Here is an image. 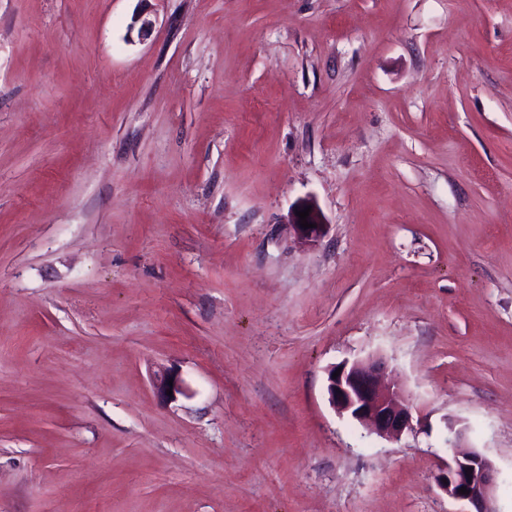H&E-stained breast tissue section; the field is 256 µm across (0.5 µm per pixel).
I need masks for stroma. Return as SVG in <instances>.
Returning a JSON list of instances; mask_svg holds the SVG:
<instances>
[{"mask_svg":"<svg viewBox=\"0 0 512 512\" xmlns=\"http://www.w3.org/2000/svg\"><path fill=\"white\" fill-rule=\"evenodd\" d=\"M139 8L0 0V512H512V0ZM308 206H311V212H309L307 222L316 224L315 228H302L299 223L300 218L296 215V211H302ZM289 224L294 227L295 232L304 241L312 245L318 243L323 237H325L328 231V224L326 223L325 216L311 199L301 200L292 207ZM384 368L380 357L335 365L327 372V393L335 410L350 414L381 437L398 439L413 429V414L398 389L380 386ZM337 370L340 373L333 378ZM458 439L459 436L451 443L448 461L437 475L439 488L448 497L468 506L469 510L461 512H496L492 501L495 480L492 462L478 451L459 450ZM467 469H472V473L467 474ZM461 487H466L468 494H460Z\"/></svg>","mask_w":512,"mask_h":512,"instance_id":"35a3bbf8","label":"stroma"}]
</instances>
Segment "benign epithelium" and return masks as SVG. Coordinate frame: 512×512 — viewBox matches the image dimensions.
<instances>
[{
    "instance_id": "7a95c632",
    "label": "benign epithelium",
    "mask_w": 512,
    "mask_h": 512,
    "mask_svg": "<svg viewBox=\"0 0 512 512\" xmlns=\"http://www.w3.org/2000/svg\"><path fill=\"white\" fill-rule=\"evenodd\" d=\"M311 208L307 222L315 224L313 228H303L296 212ZM289 224L306 242L318 243L328 231L325 216L311 199L296 203L291 209ZM385 362L380 357L355 360L331 367L327 372V393L330 404L341 413H348L360 423L381 437L398 439L404 432L413 429L411 407L401 401L400 391L380 386V377ZM338 376H333L334 372ZM154 386L158 393L176 399L183 393L181 380L169 370L155 378ZM172 395H167V391ZM472 473H466V470ZM495 480V468L492 462L475 450H459L458 441L451 443V452L444 468L437 475L439 488L455 501L468 506L467 512H495L492 501V489ZM468 493H460V488Z\"/></svg>"
}]
</instances>
